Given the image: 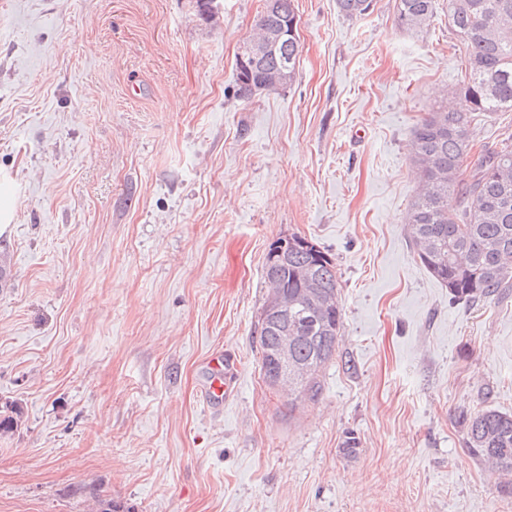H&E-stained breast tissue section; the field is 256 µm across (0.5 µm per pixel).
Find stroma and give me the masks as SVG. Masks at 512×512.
<instances>
[{
	"label": "stroma",
	"instance_id": "stroma-1",
	"mask_svg": "<svg viewBox=\"0 0 512 512\" xmlns=\"http://www.w3.org/2000/svg\"><path fill=\"white\" fill-rule=\"evenodd\" d=\"M358 20L295 0L287 87L235 97L263 0H0V512H505V477L455 423L512 413V288L452 298L414 253V126L464 77L437 0ZM336 264L343 308L317 400L289 406L252 336L269 244ZM235 388L214 413L205 360ZM361 451L344 457L347 432ZM437 0H395L396 23L406 29L425 25L434 15ZM10 179L6 175H0V234L4 233L11 224L14 210V196L9 189ZM23 415L22 407L15 401L0 404V436L8 435L18 428Z\"/></svg>",
	"mask_w": 512,
	"mask_h": 512
}]
</instances>
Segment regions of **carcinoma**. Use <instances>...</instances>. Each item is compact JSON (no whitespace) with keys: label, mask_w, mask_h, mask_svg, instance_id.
Segmentation results:
<instances>
[{"label":"carcinoma","mask_w":512,"mask_h":512,"mask_svg":"<svg viewBox=\"0 0 512 512\" xmlns=\"http://www.w3.org/2000/svg\"><path fill=\"white\" fill-rule=\"evenodd\" d=\"M448 0V25L466 48L465 77L451 91L452 101L429 113L412 131V161L421 190L407 215L414 253L452 298L469 303L492 301L512 288V143L481 151L471 179H460L471 151L470 127L495 112H512V0ZM348 19L365 16L371 0H336ZM436 0H395L396 23L406 29L425 25ZM266 23L291 29L298 23L293 0H274ZM298 37L288 35L259 60L258 71L282 72L290 84L296 75ZM235 93L252 98L250 77L236 73ZM282 262L265 255L267 291L288 293V313L264 299L255 324L260 374L271 365L272 345L283 333L294 337L293 362L313 373L295 384L297 397L314 400L322 391L321 373L336 357L342 333V308L336 264L307 237L292 234ZM23 415L15 401L0 404V436L18 428ZM469 454L512 477V413L490 406L457 417ZM90 512H131L112 498H93Z\"/></svg>","instance_id":"cac0c4a2"}]
</instances>
